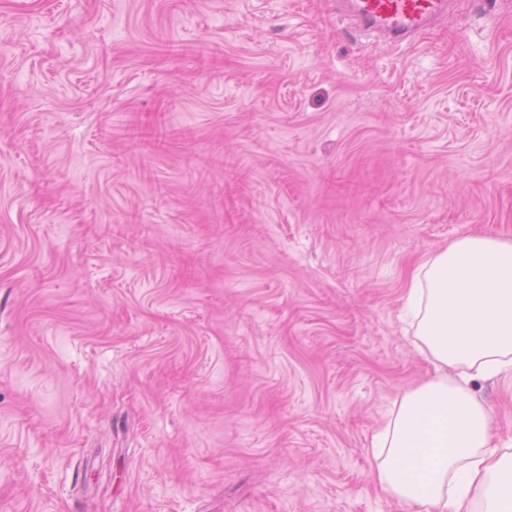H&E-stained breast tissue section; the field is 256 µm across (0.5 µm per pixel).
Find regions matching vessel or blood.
Segmentation results:
<instances>
[{
    "label": "vessel or blood",
    "mask_w": 512,
    "mask_h": 512,
    "mask_svg": "<svg viewBox=\"0 0 512 512\" xmlns=\"http://www.w3.org/2000/svg\"><path fill=\"white\" fill-rule=\"evenodd\" d=\"M349 15L362 28L392 41L425 34L446 17L453 0H350Z\"/></svg>",
    "instance_id": "vessel-or-blood-1"
}]
</instances>
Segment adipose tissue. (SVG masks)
<instances>
[{
    "mask_svg": "<svg viewBox=\"0 0 512 512\" xmlns=\"http://www.w3.org/2000/svg\"><path fill=\"white\" fill-rule=\"evenodd\" d=\"M404 309L434 374L375 436V483L405 512H512V448L473 388L512 384V239L467 235L425 257Z\"/></svg>",
    "mask_w": 512,
    "mask_h": 512,
    "instance_id": "obj_1",
    "label": "adipose tissue"
}]
</instances>
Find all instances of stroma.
<instances>
[{
	"label": "stroma",
	"instance_id": "35a3bbf8",
	"mask_svg": "<svg viewBox=\"0 0 512 512\" xmlns=\"http://www.w3.org/2000/svg\"><path fill=\"white\" fill-rule=\"evenodd\" d=\"M474 234L512 239V0L402 44L336 0H0V512H403L402 298Z\"/></svg>",
	"mask_w": 512,
	"mask_h": 512
}]
</instances>
